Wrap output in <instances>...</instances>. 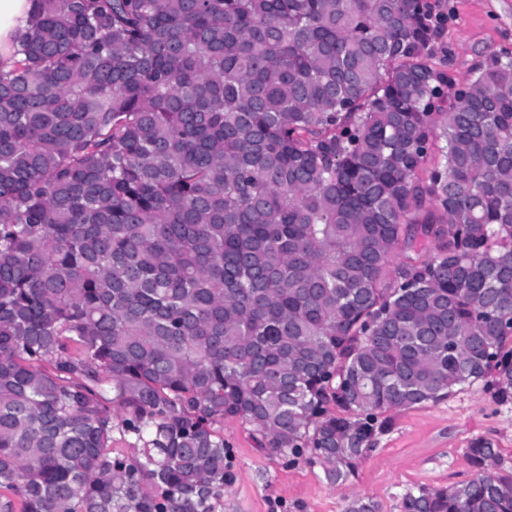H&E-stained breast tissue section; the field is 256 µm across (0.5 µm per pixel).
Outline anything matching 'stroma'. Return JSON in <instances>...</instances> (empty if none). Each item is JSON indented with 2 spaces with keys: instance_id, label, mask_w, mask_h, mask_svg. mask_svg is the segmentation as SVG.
<instances>
[{
  "instance_id": "obj_1",
  "label": "stroma",
  "mask_w": 512,
  "mask_h": 512,
  "mask_svg": "<svg viewBox=\"0 0 512 512\" xmlns=\"http://www.w3.org/2000/svg\"><path fill=\"white\" fill-rule=\"evenodd\" d=\"M432 2L444 16L431 41L433 63L454 87L470 83L488 53L512 56V0ZM480 438L512 456V404H499L479 382L436 403L388 412L371 451L335 487L320 465L288 463L261 448L248 425L228 419L230 480L218 512H345L348 502L361 496L372 497L379 512H400L401 497L411 488L474 477L466 450Z\"/></svg>"
}]
</instances>
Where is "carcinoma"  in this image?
<instances>
[{
  "label": "carcinoma",
  "mask_w": 512,
  "mask_h": 512,
  "mask_svg": "<svg viewBox=\"0 0 512 512\" xmlns=\"http://www.w3.org/2000/svg\"><path fill=\"white\" fill-rule=\"evenodd\" d=\"M415 0H33L0 68V512H215L224 420L332 485L512 403V61ZM138 449L112 447L114 435ZM401 512H512V459Z\"/></svg>",
  "instance_id": "carcinoma-1"
}]
</instances>
